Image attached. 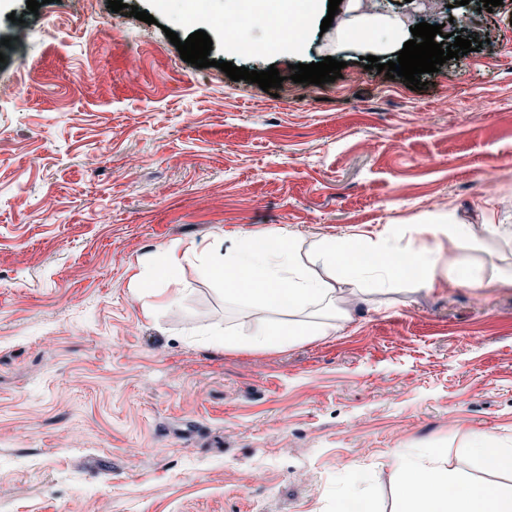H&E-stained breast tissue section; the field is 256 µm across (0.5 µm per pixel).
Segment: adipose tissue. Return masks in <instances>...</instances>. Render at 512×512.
Segmentation results:
<instances>
[{"mask_svg":"<svg viewBox=\"0 0 512 512\" xmlns=\"http://www.w3.org/2000/svg\"><path fill=\"white\" fill-rule=\"evenodd\" d=\"M404 21L396 15L363 11L361 0H345L336 26V45L365 44L376 55H387L405 43ZM425 232L443 235L444 249L426 244L410 248L408 267L420 285L438 280L470 288L496 285L512 288V268L485 272L476 255L487 240L512 248V225L486 218L481 226L464 222L455 209L418 216ZM396 238L385 230L374 236L314 237L306 241L283 230L239 232L232 246L217 237L200 244L197 258L203 271L222 282L224 307L247 320V334L231 324L205 331L216 349L242 345L262 351L285 348L299 340L335 335L351 321L354 307L372 291L390 289L401 275L393 262ZM375 255L369 265L353 259L356 251ZM186 258L180 242L164 245L143 259L133 276L136 295L158 298L167 307L187 293L177 271ZM468 453L490 470L512 473V448L476 432L466 441ZM393 478L401 489L395 512H512V488L473 483L449 474L442 449L416 454L394 449Z\"/></svg>","mask_w":512,"mask_h":512,"instance_id":"obj_1","label":"adipose tissue"}]
</instances>
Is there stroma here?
I'll return each mask as SVG.
<instances>
[{"label":"stroma","mask_w":512,"mask_h":512,"mask_svg":"<svg viewBox=\"0 0 512 512\" xmlns=\"http://www.w3.org/2000/svg\"><path fill=\"white\" fill-rule=\"evenodd\" d=\"M124 2L154 24L107 0H0V39L18 17L29 33L0 63V512H330L355 465L372 512H393L395 448L512 487L464 447L512 444V288L404 274L336 335L255 352L197 337L225 314L196 258L188 295L153 316L132 286L160 246L233 229L411 243L428 210L478 226L492 196L512 216V0H391L413 25L491 33L420 90L332 52L316 21L300 52L258 29L245 56L212 2ZM170 30L207 32L213 66L183 61ZM330 55L335 82L289 80ZM222 61L284 81L272 95Z\"/></svg>","instance_id":"1"}]
</instances>
